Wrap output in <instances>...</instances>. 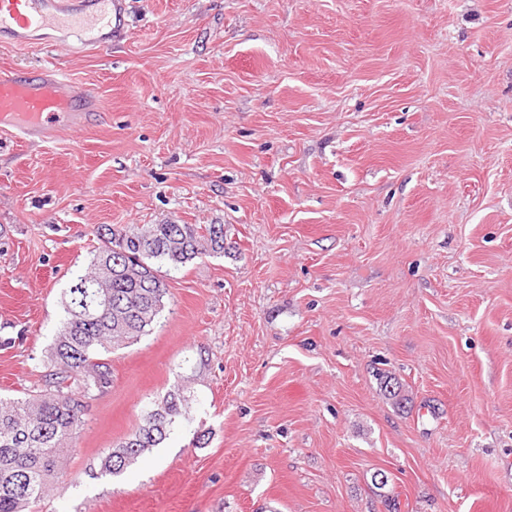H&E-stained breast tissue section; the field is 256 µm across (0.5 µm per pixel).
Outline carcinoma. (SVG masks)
Returning a JSON list of instances; mask_svg holds the SVG:
<instances>
[{
	"mask_svg": "<svg viewBox=\"0 0 512 512\" xmlns=\"http://www.w3.org/2000/svg\"><path fill=\"white\" fill-rule=\"evenodd\" d=\"M101 246L63 294L64 318L50 349L44 390L0 397V512H26L59 475L60 456L84 424L83 396L112 384L107 355L147 334L165 307L160 265L182 266L224 253L222 224H137L95 230ZM186 418L182 399L169 395L146 411L132 436L105 456L100 470L117 476L166 439Z\"/></svg>",
	"mask_w": 512,
	"mask_h": 512,
	"instance_id": "obj_1",
	"label": "carcinoma"
}]
</instances>
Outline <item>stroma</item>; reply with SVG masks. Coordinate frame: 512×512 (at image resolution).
<instances>
[{"label":"stroma","instance_id":"stroma-1","mask_svg":"<svg viewBox=\"0 0 512 512\" xmlns=\"http://www.w3.org/2000/svg\"><path fill=\"white\" fill-rule=\"evenodd\" d=\"M61 40L0 43L101 114L0 124V394L43 390L97 225L224 251L162 266L30 512H512V0H126L104 47ZM174 392L187 420L102 475Z\"/></svg>","mask_w":512,"mask_h":512}]
</instances>
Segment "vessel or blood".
Listing matches in <instances>:
<instances>
[{
	"mask_svg": "<svg viewBox=\"0 0 512 512\" xmlns=\"http://www.w3.org/2000/svg\"><path fill=\"white\" fill-rule=\"evenodd\" d=\"M124 0H0V42L18 47L42 44L41 30L65 27L77 32L84 46H97L96 30L120 16ZM88 92L69 91L63 74L45 66L34 72L0 70V122L28 139H47L46 118L82 126Z\"/></svg>",
	"mask_w": 512,
	"mask_h": 512,
	"instance_id": "1",
	"label": "vessel or blood"
}]
</instances>
